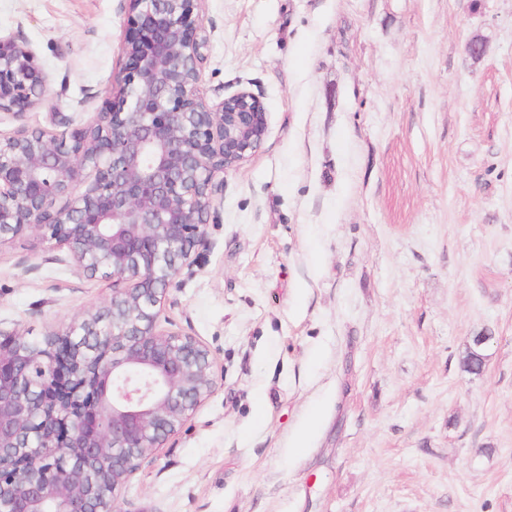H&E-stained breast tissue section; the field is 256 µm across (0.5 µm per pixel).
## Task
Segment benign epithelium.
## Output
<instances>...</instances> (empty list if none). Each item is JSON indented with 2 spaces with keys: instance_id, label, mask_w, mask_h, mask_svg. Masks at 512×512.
<instances>
[{
  "instance_id": "1",
  "label": "benign epithelium",
  "mask_w": 512,
  "mask_h": 512,
  "mask_svg": "<svg viewBox=\"0 0 512 512\" xmlns=\"http://www.w3.org/2000/svg\"><path fill=\"white\" fill-rule=\"evenodd\" d=\"M125 74L92 122L0 136V239L53 240L88 276L112 278L90 314L37 347L0 329V512H111L144 461L214 383L209 350L161 330L170 287L194 273L217 173L267 131L259 96L199 92L209 40L201 0H127ZM35 52L0 35V111L44 100Z\"/></svg>"
}]
</instances>
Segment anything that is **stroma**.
<instances>
[{"label":"stroma","mask_w":512,"mask_h":512,"mask_svg":"<svg viewBox=\"0 0 512 512\" xmlns=\"http://www.w3.org/2000/svg\"><path fill=\"white\" fill-rule=\"evenodd\" d=\"M198 88L261 98L161 327L214 386L120 512H512V0H203ZM127 0H0L48 78L19 126L85 124L126 61ZM486 44L473 57L466 45ZM0 243V327L39 341L111 279ZM490 334L482 372L462 359Z\"/></svg>","instance_id":"obj_1"}]
</instances>
